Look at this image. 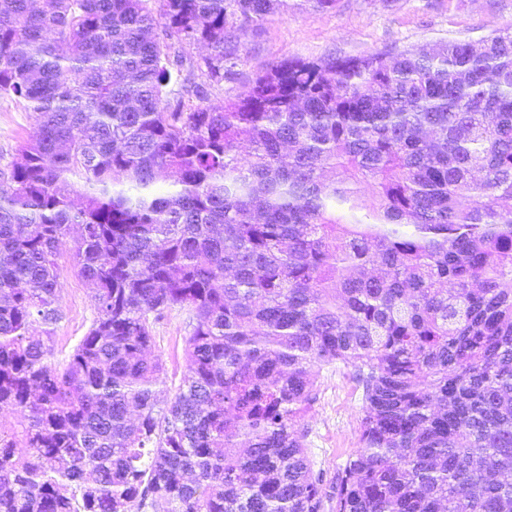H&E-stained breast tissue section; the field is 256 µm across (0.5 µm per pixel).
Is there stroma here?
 <instances>
[{"label": "stroma", "mask_w": 512, "mask_h": 512, "mask_svg": "<svg viewBox=\"0 0 512 512\" xmlns=\"http://www.w3.org/2000/svg\"><path fill=\"white\" fill-rule=\"evenodd\" d=\"M512 26V0H336L333 9L280 11L262 25L231 33L236 49L234 74L220 84L206 83L205 48L185 46L184 74L202 84L206 100L220 104L245 92L256 74L269 65L301 59L359 58L391 48L404 49L445 42L476 40ZM36 126L14 101L0 98V171H8L17 145L31 139ZM58 262L63 270L54 327L57 357L69 354L88 332L95 316L92 290L74 269L70 247ZM192 318L187 311L165 312L155 325V353L165 368L162 397L172 396L185 371V342ZM317 398L300 423L307 433L309 459L315 471L332 480L359 446L363 391L353 370L342 364L312 369Z\"/></svg>", "instance_id": "stroma-1"}]
</instances>
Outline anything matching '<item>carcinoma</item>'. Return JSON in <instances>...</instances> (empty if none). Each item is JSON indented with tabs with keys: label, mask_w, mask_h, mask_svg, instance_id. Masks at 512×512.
Here are the masks:
<instances>
[{
	"label": "carcinoma",
	"mask_w": 512,
	"mask_h": 512,
	"mask_svg": "<svg viewBox=\"0 0 512 512\" xmlns=\"http://www.w3.org/2000/svg\"><path fill=\"white\" fill-rule=\"evenodd\" d=\"M148 2L0 0V97L37 126L0 175V512H512V31L187 108L172 39L220 83L228 30L288 0ZM74 226L96 318L57 364ZM337 362L365 408L327 484L299 422ZM192 316L185 310L165 312L155 325V355H159L165 368L166 383L160 386V398L171 397L185 371V342L191 331Z\"/></svg>",
	"instance_id": "cac0c4a2"
}]
</instances>
